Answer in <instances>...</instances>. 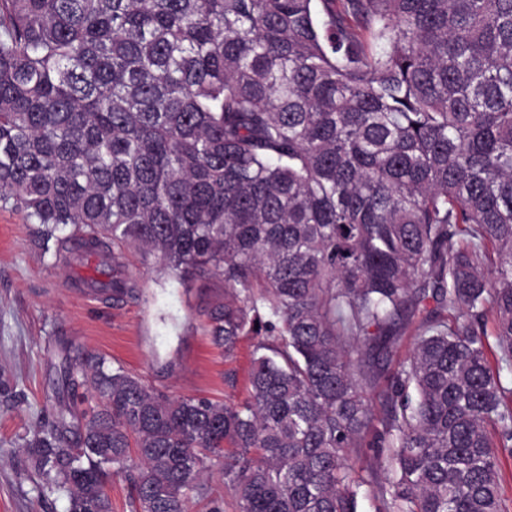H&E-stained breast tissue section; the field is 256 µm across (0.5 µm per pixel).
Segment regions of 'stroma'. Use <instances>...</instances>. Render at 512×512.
Returning a JSON list of instances; mask_svg holds the SVG:
<instances>
[{"instance_id":"obj_1","label":"stroma","mask_w":512,"mask_h":512,"mask_svg":"<svg viewBox=\"0 0 512 512\" xmlns=\"http://www.w3.org/2000/svg\"><path fill=\"white\" fill-rule=\"evenodd\" d=\"M123 255L139 296L116 301L84 287L92 266L44 251L35 225L0 206V512H69L68 492L37 472L26 447L59 408L78 416L96 403L83 383L63 385L64 365L82 370L102 356L170 397L249 396L253 340L226 356L205 332L223 280L184 283L134 248Z\"/></svg>"}]
</instances>
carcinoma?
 <instances>
[{
    "label": "carcinoma",
    "mask_w": 512,
    "mask_h": 512,
    "mask_svg": "<svg viewBox=\"0 0 512 512\" xmlns=\"http://www.w3.org/2000/svg\"><path fill=\"white\" fill-rule=\"evenodd\" d=\"M0 203L106 294L124 246L222 278L206 335L254 340L242 404L81 372L96 405L27 441L70 512L114 475L184 512L215 466L236 512H506L512 0H0Z\"/></svg>",
    "instance_id": "carcinoma-1"
}]
</instances>
